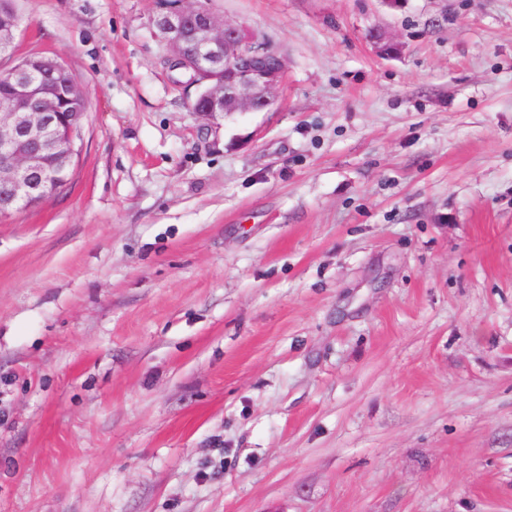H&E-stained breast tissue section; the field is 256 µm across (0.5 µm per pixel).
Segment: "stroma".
I'll return each instance as SVG.
<instances>
[{"label":"stroma","mask_w":512,"mask_h":512,"mask_svg":"<svg viewBox=\"0 0 512 512\" xmlns=\"http://www.w3.org/2000/svg\"><path fill=\"white\" fill-rule=\"evenodd\" d=\"M160 2L15 0L88 112L0 222V512H512V0H210L285 62L211 127Z\"/></svg>","instance_id":"obj_1"}]
</instances>
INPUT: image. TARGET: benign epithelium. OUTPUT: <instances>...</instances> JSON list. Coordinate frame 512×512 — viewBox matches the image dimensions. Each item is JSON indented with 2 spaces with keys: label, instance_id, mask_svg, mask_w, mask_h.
Masks as SVG:
<instances>
[{
  "label": "benign epithelium",
  "instance_id": "obj_1",
  "mask_svg": "<svg viewBox=\"0 0 512 512\" xmlns=\"http://www.w3.org/2000/svg\"><path fill=\"white\" fill-rule=\"evenodd\" d=\"M151 25L168 47L171 67L197 86L191 110L199 117L274 107L283 59L246 28L198 0H178L156 13ZM18 29L19 17L10 4L0 12V37L11 46ZM57 66V59L43 54L0 69V89L9 102V111L0 112V221L52 197L81 152L80 113L62 119L65 96L60 89L28 77Z\"/></svg>",
  "mask_w": 512,
  "mask_h": 512
}]
</instances>
